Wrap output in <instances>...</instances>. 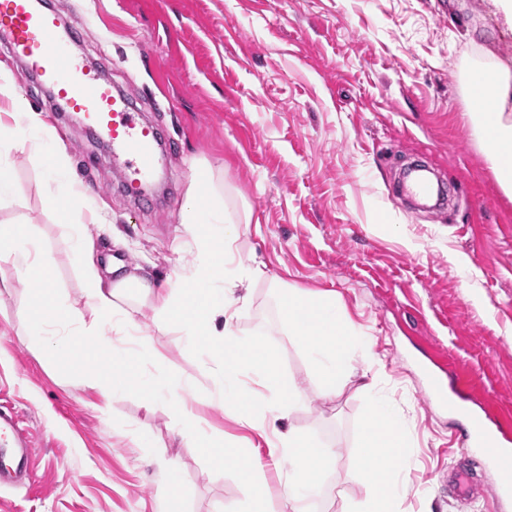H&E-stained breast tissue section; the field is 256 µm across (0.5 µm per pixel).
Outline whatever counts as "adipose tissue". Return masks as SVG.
Masks as SVG:
<instances>
[{"label":"adipose tissue","mask_w":512,"mask_h":512,"mask_svg":"<svg viewBox=\"0 0 512 512\" xmlns=\"http://www.w3.org/2000/svg\"><path fill=\"white\" fill-rule=\"evenodd\" d=\"M472 98L482 100L484 111L470 115L473 131L482 143L489 166L506 196H512V78L471 82ZM0 97L7 102L12 118L9 127L0 125V149L21 153H41L54 183L47 205L68 199L62 210L63 223L69 224L71 256L82 278L85 310L75 309L55 289L44 288L35 296L34 311H23L20 321L51 361L65 360L75 346L109 355L119 367L108 377L87 373L83 383L111 401L128 393L130 380L122 363L129 349L118 345L120 333L134 335L135 343L150 349L152 338L137 319L141 307H149L157 317L176 321L180 331L193 344H204L217 353L220 361L210 369L211 401L216 408L233 407L242 426L262 439L272 461L288 459L290 469L283 494L290 512H312L322 493L321 474L338 462L333 444L312 438L296 429L282 428V421L293 412L303 386L284 374L273 352L260 338L245 339L235 329V320L247 296L238 295L244 282L262 278L260 267H247L240 261L235 242L238 227L224 218L216 206L223 187L215 183L210 169H202L192 181L184 205L183 222L191 237L195 259L188 273L174 284L156 287L148 276L128 271L124 261L111 256L98 262L90 240L83 232L86 206L84 194L67 175L64 147L51 141L40 116L16 94L12 74L0 69ZM10 264L18 281H28L32 273L49 274L51 256L36 236L32 225L0 226V263ZM279 321L288 335L306 353L311 372L323 394L333 398L344 390L354 350L366 344L335 294L303 293L296 290L277 294ZM65 330V337L46 341L48 327ZM252 373L264 386V393L245 389L242 377ZM189 382L171 373L155 383L154 394L166 402L182 431L190 433L197 447L220 448L221 434L209 431L184 400L191 393ZM368 415L361 431L355 473L371 489L361 503L345 502L343 512H401L404 487L400 474L409 455L410 442L399 415L381 397L368 396Z\"/></svg>","instance_id":"1"}]
</instances>
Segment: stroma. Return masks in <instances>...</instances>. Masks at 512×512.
Here are the masks:
<instances>
[{
    "label": "stroma",
    "instance_id": "1",
    "mask_svg": "<svg viewBox=\"0 0 512 512\" xmlns=\"http://www.w3.org/2000/svg\"><path fill=\"white\" fill-rule=\"evenodd\" d=\"M78 32L75 49L109 61L108 78L154 124L167 145L164 194L135 203L119 190L120 169L77 114L39 87L17 91L65 148L72 176L101 224L85 227L99 258L122 259L154 283L175 282L192 265L182 209L195 165L224 183V212L239 226L244 265L266 276L250 286L235 322L242 337L268 342L281 370L304 383L290 425L335 444L341 457L324 477L315 512L364 500L351 474L373 386L401 417L411 443L402 512H512L492 499L478 452L461 453L467 425L427 399L430 359L468 366L476 398L512 412V199L495 181L469 121L473 69L512 72V18L497 0H46ZM444 184L433 211L399 198L408 164ZM13 195L0 199V226L33 225L55 258L49 275L83 308L71 241L45 205L41 155L12 154L4 171ZM482 209L472 210L473 198ZM0 407L17 412L35 439L32 487L0 489V512H165L158 462L174 476L185 512H236L244 492L233 468L214 469L153 398L165 374L196 388V413L244 442L231 413L207 398L212 356L152 311L138 319L155 357L132 356L131 389L110 405L81 374L112 373V359L75 352L43 359L19 321L34 292L0 267ZM280 288L333 291L367 347L352 356V384L322 396L301 347L280 330ZM463 469L482 484L458 500L446 481Z\"/></svg>",
    "mask_w": 512,
    "mask_h": 512
}]
</instances>
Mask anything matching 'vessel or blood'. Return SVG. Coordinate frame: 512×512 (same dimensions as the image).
<instances>
[{"label":"vessel or blood","instance_id":"obj_1","mask_svg":"<svg viewBox=\"0 0 512 512\" xmlns=\"http://www.w3.org/2000/svg\"><path fill=\"white\" fill-rule=\"evenodd\" d=\"M72 40L57 14L41 0H0V47L24 63V79L38 83L69 111L82 114L88 128L110 146L112 160L123 172L124 194L143 199L158 175V132L141 119L127 97L113 90L100 66L73 55ZM428 378L431 403L446 406L450 414L469 422L471 447L482 449L489 472L500 476L496 492L512 497V479L502 460L504 448L512 445V434L492 406L472 408L473 374L464 368L452 374L440 363ZM0 447L9 454L8 463L0 464V486L29 479L34 442L20 427L17 414L1 409Z\"/></svg>","mask_w":512,"mask_h":512}]
</instances>
